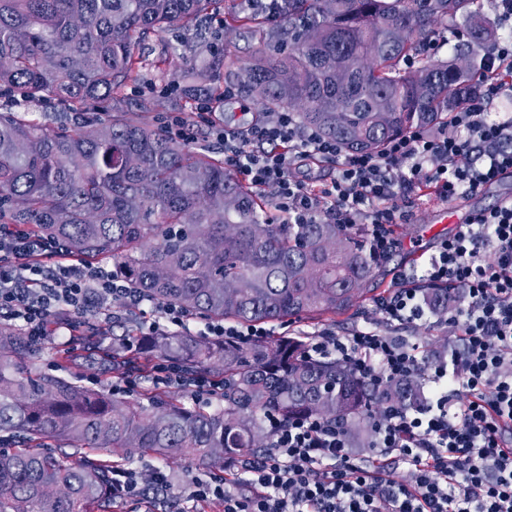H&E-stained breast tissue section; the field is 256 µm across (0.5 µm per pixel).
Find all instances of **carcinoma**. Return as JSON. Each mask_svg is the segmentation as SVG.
I'll use <instances>...</instances> for the list:
<instances>
[{
	"label": "carcinoma",
	"mask_w": 512,
	"mask_h": 512,
	"mask_svg": "<svg viewBox=\"0 0 512 512\" xmlns=\"http://www.w3.org/2000/svg\"><path fill=\"white\" fill-rule=\"evenodd\" d=\"M474 0H287L271 31L285 49L237 66L238 82L259 85L261 111L295 113L303 126L347 153L376 154L415 125L448 118L477 90L479 64L422 55L426 40ZM224 14V0H0V94L24 108L0 111V224H27L84 260L112 258V274L145 298L193 318L270 323L342 315L359 307L383 264L364 235L341 224H273L266 199L224 169V160L171 140L128 96L131 82L159 84L181 109L207 97L224 104V53L198 54L164 68L145 39ZM407 25V42L394 29ZM418 61L413 84L402 59ZM46 99L72 126L29 118ZM190 374L224 379V408L205 411L156 394L143 403L79 385L59 374H28L25 331L0 322V512H106L112 466L105 451L191 457L201 466L253 455L270 444L264 413L315 415L349 427L388 405L416 406L415 381L376 390L331 358L304 355L300 336L255 344L202 338L188 330L142 336ZM112 367L141 368L123 349ZM65 441L89 452L76 462L47 450Z\"/></svg>",
	"instance_id": "obj_1"
}]
</instances>
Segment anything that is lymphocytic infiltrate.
<instances>
[{
  "mask_svg": "<svg viewBox=\"0 0 512 512\" xmlns=\"http://www.w3.org/2000/svg\"><path fill=\"white\" fill-rule=\"evenodd\" d=\"M493 5L508 36L480 59L483 95L467 99L447 123L410 127L379 153H345L291 112L227 126L206 98L198 99L194 116L169 112L161 124L186 144L206 131L220 145L225 168L268 195L283 223L363 225L370 256L384 258L397 246L395 225L410 218L412 195L454 201L512 171V113L498 108L512 100V0ZM320 159L335 160L336 173L313 190L298 172ZM423 282L461 297L438 314L452 353L423 355L417 344L380 331L423 320ZM393 283L374 301L379 327L306 334L305 353L351 365L375 387L420 379L422 402L384 408L361 448L341 423L266 413L270 450L241 460L235 475L194 479L183 512L198 502L219 504L221 512H512V204L480 212L439 240L420 270L398 269ZM142 302L110 270L72 258L26 225H0V312L24 328L31 344L47 340L52 318ZM153 373L158 384L224 396L223 381L187 376L168 361ZM171 487L158 467L112 470L113 501L137 499L149 512H159Z\"/></svg>",
  "mask_w": 512,
  "mask_h": 512,
  "instance_id": "1",
  "label": "lymphocytic infiltrate"
}]
</instances>
